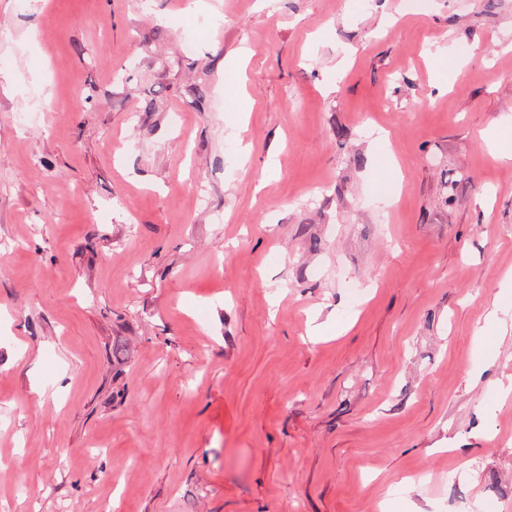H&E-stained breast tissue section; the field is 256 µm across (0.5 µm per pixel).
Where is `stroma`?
<instances>
[{
  "instance_id": "stroma-1",
  "label": "stroma",
  "mask_w": 512,
  "mask_h": 512,
  "mask_svg": "<svg viewBox=\"0 0 512 512\" xmlns=\"http://www.w3.org/2000/svg\"><path fill=\"white\" fill-rule=\"evenodd\" d=\"M497 128L512 0H0V512H512Z\"/></svg>"
}]
</instances>
